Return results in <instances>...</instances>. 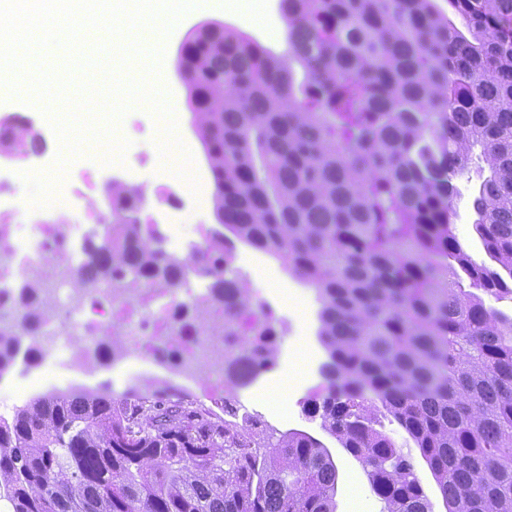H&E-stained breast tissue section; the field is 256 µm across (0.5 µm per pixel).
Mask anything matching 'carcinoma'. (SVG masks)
Returning <instances> with one entry per match:
<instances>
[{
  "label": "carcinoma",
  "mask_w": 512,
  "mask_h": 512,
  "mask_svg": "<svg viewBox=\"0 0 512 512\" xmlns=\"http://www.w3.org/2000/svg\"><path fill=\"white\" fill-rule=\"evenodd\" d=\"M281 0L288 59L216 24L187 38L185 85L209 151L223 226L317 290L327 360L311 413L361 462L384 512H431L413 439L448 512H512V0ZM12 151L33 148L12 129ZM489 171L473 228L490 267L452 234L454 180ZM112 227L84 244L73 288H178L188 263L207 298L175 331L213 330L237 351L224 377L273 369L277 331L255 321L244 282L224 277L227 238L181 259L142 223L141 192L114 183ZM0 337V376L31 368L42 311ZM84 354L119 358L120 328ZM338 472L314 435L247 432L160 386L38 396L0 416L3 512H336ZM384 424L385 430L394 439L397 447L402 448L404 453L410 455L421 485L431 501L432 512H447L443 498L431 476L429 468L422 460L418 448H415L408 434L396 423H390L388 420H385Z\"/></svg>",
  "instance_id": "carcinoma-1"
}]
</instances>
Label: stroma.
Masks as SVG:
<instances>
[{
	"instance_id": "obj_1",
	"label": "stroma",
	"mask_w": 512,
	"mask_h": 512,
	"mask_svg": "<svg viewBox=\"0 0 512 512\" xmlns=\"http://www.w3.org/2000/svg\"><path fill=\"white\" fill-rule=\"evenodd\" d=\"M278 4L279 0H267L271 23L267 29L244 14L207 2L199 10L182 17L167 38H160L158 32L150 26L140 27L132 34L133 40L145 49H153L159 44L164 47V57L157 79L169 92L168 99L177 118L179 137L192 155L190 171L195 179H206V160L201 143L189 124L191 114L188 93L183 81L175 73V58L190 32L204 22H218L232 27L255 38L275 53L286 54L285 25L279 14ZM157 134V123L144 107L129 111L116 130L117 137L130 142L124 156L135 165L147 198V204L141 213L143 220L147 222L157 220L159 213L168 208L163 200L165 191L154 180L155 169L162 166L173 170L180 164L178 154L160 157L154 144ZM106 150L104 143L90 141L84 145L80 156L67 159L66 176L86 194L84 212L77 214L64 209L50 212L37 209L28 213L27 222L98 223L100 214L108 210L107 180L124 172L123 165L118 162L105 166L92 164V155L105 153ZM478 183L479 177L475 174L469 180L459 182L461 195L454 201L457 218L452 231L463 247L481 261L484 260L485 253L473 230V215L466 199L467 194ZM227 248L231 267H239L244 271L243 280L254 305H261L267 299L269 291L277 281L304 295L310 302L305 320L291 317L277 324L279 339L276 366L262 373L257 383L233 389V397L260 411L267 419L270 429L276 433L304 430L323 439L338 470L336 512H383V504L372 493L362 465L341 448L335 438L324 434L320 418H311L306 414L310 399L321 388L319 366L326 359V352L317 336L319 303L314 287L293 277L280 260L267 253L237 240L228 243ZM125 352V357L105 366L88 369L78 366L70 369L54 383L29 388L26 394L15 397L14 403L18 406L24 405L28 398L50 392L54 388L62 391L71 388L87 391L108 388L114 398L120 399L132 394L146 393L168 380L181 382L182 388L177 391V398L199 405H209L213 397L222 393L221 388L214 385L212 378L199 376L183 382L173 368L158 365L149 359L139 361L134 369H127L125 358L133 354V346H126ZM385 429L397 447L410 455L421 485L431 501L432 512H446L443 498L431 473L408 434L400 426L390 422L386 423Z\"/></svg>"
}]
</instances>
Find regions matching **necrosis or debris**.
I'll list each match as a JSON object with an SVG mask.
<instances>
[{
  "mask_svg": "<svg viewBox=\"0 0 512 512\" xmlns=\"http://www.w3.org/2000/svg\"><path fill=\"white\" fill-rule=\"evenodd\" d=\"M19 169H5L0 174V219L11 217L7 227L9 261L0 263V293L24 284L36 282L43 272L53 277L39 296L49 297L56 311L44 317L40 324L38 340L53 359L42 370L44 376H56L58 367H73L77 356L71 355V341L77 333L90 332L102 325H135L137 359H152L158 344H166L177 351V368L185 376L199 372L220 374L224 371V359L231 356L234 342L217 332L193 341L174 333L175 302L167 294L151 288L136 292H124L114 288L106 291L88 289L86 295H78L72 286L71 272L82 254L85 241L93 229L86 223L19 224L15 218L29 211L26 197L16 193L14 185L20 181ZM62 235L66 251L53 246L55 235Z\"/></svg>",
  "mask_w": 512,
  "mask_h": 512,
  "instance_id": "4bbe7bcc",
  "label": "necrosis or debris"
}]
</instances>
